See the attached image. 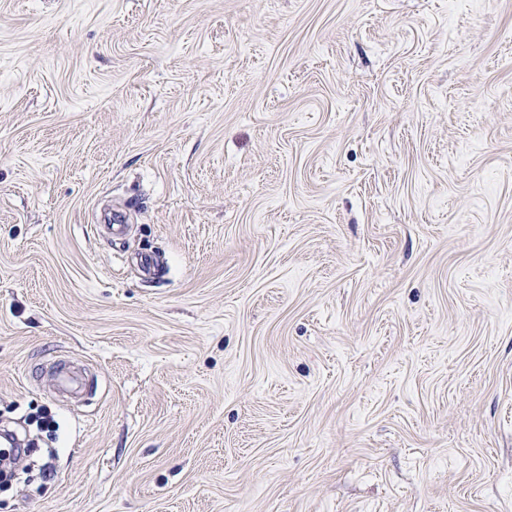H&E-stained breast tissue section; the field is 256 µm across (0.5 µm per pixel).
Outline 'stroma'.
<instances>
[{"mask_svg":"<svg viewBox=\"0 0 512 512\" xmlns=\"http://www.w3.org/2000/svg\"><path fill=\"white\" fill-rule=\"evenodd\" d=\"M42 413L0 512H512V0H0Z\"/></svg>","mask_w":512,"mask_h":512,"instance_id":"stroma-1","label":"stroma"}]
</instances>
